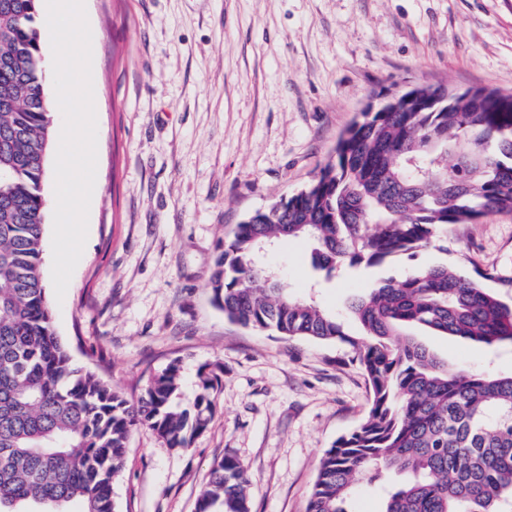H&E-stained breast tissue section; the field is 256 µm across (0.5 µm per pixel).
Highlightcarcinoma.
Listing matches in <instances>:
<instances>
[{
	"instance_id": "cac0c4a2",
	"label": "carcinoma",
	"mask_w": 512,
	"mask_h": 512,
	"mask_svg": "<svg viewBox=\"0 0 512 512\" xmlns=\"http://www.w3.org/2000/svg\"><path fill=\"white\" fill-rule=\"evenodd\" d=\"M52 125L40 0H0V512H115L132 432L190 447L211 420L222 369L198 372L187 405L177 360L135 403L74 365L42 276ZM498 212L512 213V92L416 86L359 113L309 186L225 239L209 280L224 318L345 344L370 387L367 416L321 456L307 512H355L365 480L384 490L383 512H512V375L452 364L416 336L512 344V268L471 277L437 263L383 277L347 302L361 331L351 335L292 293L264 254L302 241L329 279L412 259L448 225ZM250 486L224 456L199 512H250Z\"/></svg>"
}]
</instances>
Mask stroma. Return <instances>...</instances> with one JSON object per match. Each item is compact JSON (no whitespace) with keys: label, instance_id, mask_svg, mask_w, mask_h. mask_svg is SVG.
Wrapping results in <instances>:
<instances>
[{"label":"stroma","instance_id":"obj_1","mask_svg":"<svg viewBox=\"0 0 512 512\" xmlns=\"http://www.w3.org/2000/svg\"><path fill=\"white\" fill-rule=\"evenodd\" d=\"M96 90L97 184L64 298L48 292L74 363L137 400L171 361L193 397L219 365L215 412L191 447L132 433L117 512H196L210 470L236 457L251 512H307L325 449L371 406L341 343L225 320L209 278L228 233L305 188L368 104L442 83L512 92V0H85ZM295 294L341 311L410 264L470 274L512 264V214L452 224L415 261L315 276L306 247L265 256ZM427 344L474 371L512 373L497 350Z\"/></svg>","mask_w":512,"mask_h":512}]
</instances>
